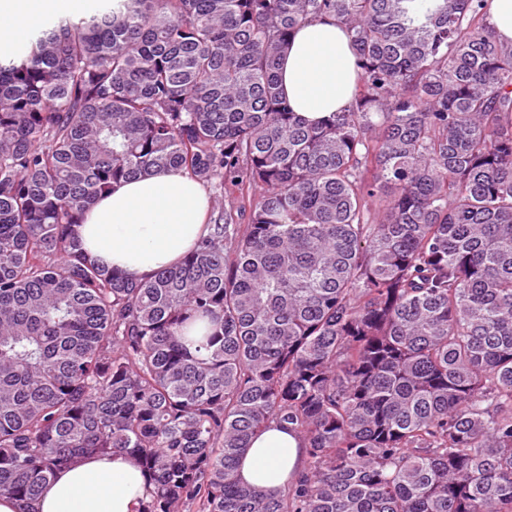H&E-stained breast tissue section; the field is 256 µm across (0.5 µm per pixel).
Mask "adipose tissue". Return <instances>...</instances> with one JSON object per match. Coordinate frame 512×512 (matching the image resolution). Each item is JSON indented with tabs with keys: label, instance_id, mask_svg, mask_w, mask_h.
<instances>
[{
	"label": "adipose tissue",
	"instance_id": "obj_1",
	"mask_svg": "<svg viewBox=\"0 0 512 512\" xmlns=\"http://www.w3.org/2000/svg\"><path fill=\"white\" fill-rule=\"evenodd\" d=\"M80 0H0V45L23 48L27 31ZM282 87L308 122L349 107L357 67L350 40L334 18L312 20L294 34L279 61ZM203 185L178 169L132 178L100 198L77 228L79 243L101 265L134 281L177 265L206 230ZM303 440L277 423L255 437L239 460L241 481L280 491L302 472ZM149 486L135 456L90 454L77 459L23 505L0 496V512H137Z\"/></svg>",
	"mask_w": 512,
	"mask_h": 512
}]
</instances>
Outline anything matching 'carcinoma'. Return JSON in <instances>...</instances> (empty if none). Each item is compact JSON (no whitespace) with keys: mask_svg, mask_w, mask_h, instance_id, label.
<instances>
[{"mask_svg":"<svg viewBox=\"0 0 512 512\" xmlns=\"http://www.w3.org/2000/svg\"><path fill=\"white\" fill-rule=\"evenodd\" d=\"M488 3L113 0L0 61V495L127 453L139 512H512V43ZM325 16L359 80L310 125L277 61ZM169 168L216 189L196 248L143 282L89 258L87 210ZM272 422L306 456L277 493L236 474Z\"/></svg>","mask_w":512,"mask_h":512,"instance_id":"cac0c4a2","label":"carcinoma"}]
</instances>
